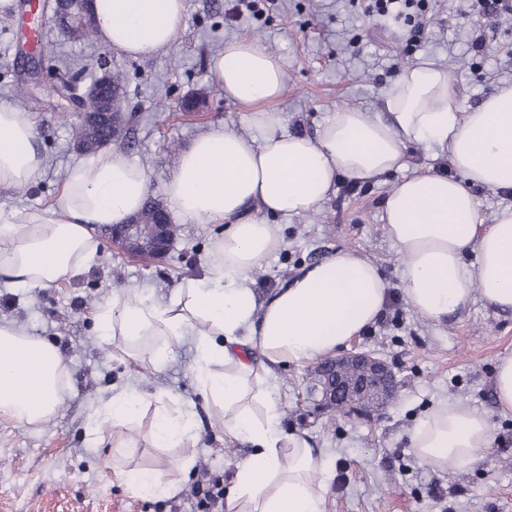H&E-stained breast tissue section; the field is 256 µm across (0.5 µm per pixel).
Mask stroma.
I'll use <instances>...</instances> for the list:
<instances>
[{"label": "stroma", "mask_w": 512, "mask_h": 512, "mask_svg": "<svg viewBox=\"0 0 512 512\" xmlns=\"http://www.w3.org/2000/svg\"><path fill=\"white\" fill-rule=\"evenodd\" d=\"M233 3L185 0L184 28L170 47L149 59L108 51L97 40L71 41L42 15L45 38L60 53L46 55L34 79L12 36L1 32L0 102L33 113L44 166L28 192L0 187V208L56 203L67 169L81 159L71 126L57 119L58 113L74 110L59 91L69 82L85 89L91 75L82 65L89 61L107 62L127 76L124 110L134 138L126 156L146 169L149 196L159 202L180 149L210 127L261 137L241 121L237 106L210 77L209 59L228 39L256 40L283 58L285 90L278 110L280 129L287 134H314L339 107L377 116L403 68L422 57L448 68L464 110L502 82H512V20L478 23L467 0H431L414 50L407 45L405 21L363 13L364 0H263L258 21L247 13L231 15ZM478 27L489 39L481 59L468 50ZM17 81L25 83L26 96L13 94L10 85ZM195 97L205 99V108L183 111L185 100ZM448 170L447 155L425 145L411 147L403 171L350 194L336 191L318 210L286 218L283 246L251 274L256 291L265 295L302 267L352 250L376 264L389 283L383 315L357 339L362 350L386 359L397 372L398 393L381 415L329 422L314 412L311 366L273 368L284 428L304 433L329 453L325 512H512V413L499 411L493 393L497 359L512 354V313L496 312L478 296L462 315L439 323L423 318L403 295L402 256L383 230L385 199L403 176ZM221 232L217 224L182 225L170 252L146 265L101 232L95 260L68 283L42 290L0 283V321L54 342L70 375L60 411L46 426L24 429L0 418V512H198V485L229 476L230 462L247 446L225 440L220 415L199 401L189 345L171 343L165 363L156 369L102 344L92 320L113 290L146 288L163 300L181 279L206 275ZM126 383L146 394L166 388L196 400V444L156 447L147 437L153 418L148 410L137 426L136 447L118 454L106 445L93 447L86 434L89 415L111 386ZM444 398L484 412L493 428L491 448L471 466L435 470L408 446L407 431ZM188 454L194 464L179 473L176 490L154 495L131 489L128 470L153 467L161 458L177 468Z\"/></svg>", "instance_id": "stroma-1"}]
</instances>
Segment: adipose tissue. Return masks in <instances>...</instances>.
<instances>
[{
    "label": "adipose tissue",
    "instance_id": "obj_1",
    "mask_svg": "<svg viewBox=\"0 0 512 512\" xmlns=\"http://www.w3.org/2000/svg\"><path fill=\"white\" fill-rule=\"evenodd\" d=\"M101 43L131 57L168 47L185 25V0H92ZM225 99L263 131L261 142L215 128L181 150L166 184L169 210L185 224H220L209 271L178 282L167 299L146 289L113 291L94 311L100 340L127 357L158 363L174 342L194 350L193 375L203 399L221 413L224 433L250 444L231 465L227 512H324L326 449L280 426L278 385L269 364L304 365L347 347L380 316L388 284L372 262L350 250L331 254L258 297L250 273L282 244L272 215L317 210L338 176L365 183L405 165L410 147L445 150L455 175L415 173L386 199L383 228L403 256L408 303L439 321L470 305L474 290L491 308L512 311V207L483 223L477 190L512 189V83L459 111L447 69L425 58L407 65L379 117L336 108L315 137L279 132L277 102L285 62L261 43L226 41L209 61ZM31 112L0 103V187L33 183L44 161ZM149 194L146 170L102 151L73 165L55 207L0 209V279L48 288L86 270L99 249L95 230L125 224ZM473 263H466L467 254ZM262 363H254L251 350ZM69 372L49 340L0 323V417L38 428L61 406ZM151 437L171 448L198 439L196 404L160 390L113 388L93 410L94 445L131 447L145 407ZM111 423L104 436L102 423ZM414 454L435 469L474 464L491 448L482 411L440 400L407 433Z\"/></svg>",
    "mask_w": 512,
    "mask_h": 512
}]
</instances>
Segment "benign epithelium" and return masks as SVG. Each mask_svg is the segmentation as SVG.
<instances>
[{
    "mask_svg": "<svg viewBox=\"0 0 512 512\" xmlns=\"http://www.w3.org/2000/svg\"><path fill=\"white\" fill-rule=\"evenodd\" d=\"M52 10L58 27L70 38L79 37L84 23L91 22L93 17L89 0H52ZM107 84L108 76L100 77L86 88L81 97L84 138L96 134V120L104 109L103 97ZM151 238L155 255L160 256L171 249L164 225H155ZM141 239L142 225L135 218L111 233L112 243L131 256L139 252ZM315 370L322 390V402L316 407L320 413L339 409L360 413L361 404L369 400L384 404L393 397L397 388V377L391 364L356 348L328 362L318 363Z\"/></svg>",
    "mask_w": 512,
    "mask_h": 512,
    "instance_id": "benign-epithelium-1",
    "label": "benign epithelium"
}]
</instances>
